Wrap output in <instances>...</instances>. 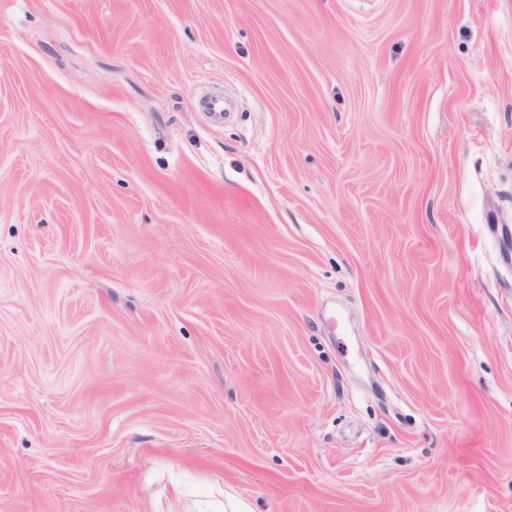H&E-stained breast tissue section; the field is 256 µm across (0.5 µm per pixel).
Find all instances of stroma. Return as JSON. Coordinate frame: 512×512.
Here are the masks:
<instances>
[{"mask_svg": "<svg viewBox=\"0 0 512 512\" xmlns=\"http://www.w3.org/2000/svg\"><path fill=\"white\" fill-rule=\"evenodd\" d=\"M0 512H512V0H0Z\"/></svg>", "mask_w": 512, "mask_h": 512, "instance_id": "1", "label": "stroma"}]
</instances>
